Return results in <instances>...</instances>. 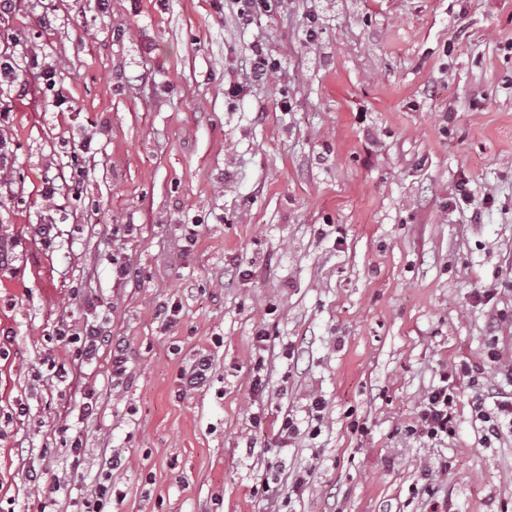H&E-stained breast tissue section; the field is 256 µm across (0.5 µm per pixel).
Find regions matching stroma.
I'll return each instance as SVG.
<instances>
[{
    "label": "stroma",
    "mask_w": 512,
    "mask_h": 512,
    "mask_svg": "<svg viewBox=\"0 0 512 512\" xmlns=\"http://www.w3.org/2000/svg\"><path fill=\"white\" fill-rule=\"evenodd\" d=\"M0 51V512H76L110 456L112 512H512V430L485 445L473 407L512 364V0H280L246 27L232 0H16ZM93 326L91 362L56 337ZM250 71L259 79L266 78L275 71V65L262 44H255L251 48ZM213 371V360L210 354H199L189 368L180 375L181 387L185 392L199 389L208 381ZM439 386L428 393L423 400L420 416L419 431L430 439L448 435L453 424V406L458 398L456 388L448 385Z\"/></svg>",
    "instance_id": "stroma-1"
}]
</instances>
